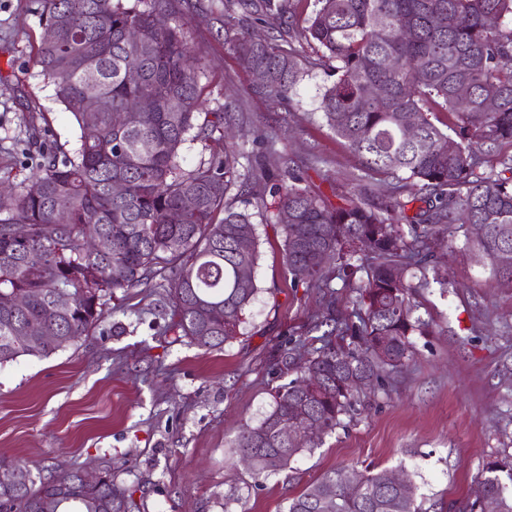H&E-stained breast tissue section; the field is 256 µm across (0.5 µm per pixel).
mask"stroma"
I'll list each match as a JSON object with an SVG mask.
<instances>
[{
    "mask_svg": "<svg viewBox=\"0 0 512 512\" xmlns=\"http://www.w3.org/2000/svg\"><path fill=\"white\" fill-rule=\"evenodd\" d=\"M34 8L33 0H0V187L7 189L32 174L19 155L29 121L50 128L58 150L78 146L77 125L34 64L43 35ZM165 16L185 27L206 111L235 103L245 152L272 171H293L335 205L361 184L385 190L382 176L363 172L323 120L330 79L322 68L282 104L258 90L224 39L239 23L253 37L274 38L279 22L245 18L224 0H166ZM277 201L269 181L232 200L252 213L260 236L258 292L236 339L206 350L166 331L155 310L163 278L116 294L100 329L76 346L0 366V457L41 473L111 468L141 512H285L289 498L334 468H404L425 512H459L475 499L484 461L512 454V283L493 279L469 230L456 224L430 239L448 285L416 290V313L431 326L414 335L408 365L360 392L341 426L286 471L257 483L240 464V430L259 423L291 379L273 369L282 345L324 306L323 289L290 285Z\"/></svg>",
    "mask_w": 512,
    "mask_h": 512,
    "instance_id": "stroma-1",
    "label": "stroma"
}]
</instances>
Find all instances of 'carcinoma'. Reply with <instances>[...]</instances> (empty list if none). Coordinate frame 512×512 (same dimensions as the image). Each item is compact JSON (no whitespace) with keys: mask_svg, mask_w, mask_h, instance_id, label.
Here are the masks:
<instances>
[{"mask_svg":"<svg viewBox=\"0 0 512 512\" xmlns=\"http://www.w3.org/2000/svg\"><path fill=\"white\" fill-rule=\"evenodd\" d=\"M225 0L248 18L265 21L288 16V46L254 40L226 30L252 73L262 75L267 95L289 101L303 77V45L316 54L314 65L332 81L321 95L326 124L361 160L362 170L402 182L388 194L360 189L334 206L285 174L278 186V220L284 264L291 286L327 289L321 317L304 335L319 334L321 346L297 366V376L275 391L274 404L261 421L243 427L239 454H253L254 479L288 469L303 451L318 447L348 414L355 395L382 384L406 366L411 336L428 323L413 317V285L408 270L428 285L425 262L429 237L439 224H481L475 241L490 260L494 277L512 276V267L495 264L499 251H512V158L504 169H484L468 149L478 139L495 148L512 144V0ZM41 20L56 27L51 42L41 41L36 63L54 87L56 101L76 122L78 148L58 151L51 134L30 122L28 155L32 179L0 204V366L20 357L47 358L77 344L100 326L106 298L127 293L161 276L180 281L156 305L171 315V327L193 344L220 348L235 339L258 286L254 276L259 236L252 214L229 202L240 183V159L251 164L254 181L267 180L263 161H252L231 133L210 158L191 170L180 164V149L196 127L203 105L198 70L187 54L179 26L156 28L162 7H126L122 0H40ZM406 28L410 35L401 37ZM137 31L139 41L129 39ZM395 66L385 65L387 59ZM142 73L139 84L126 71ZM383 95H374V89ZM98 110H84L88 94ZM141 96L153 99L149 112L132 124L116 114ZM456 115L445 129L437 113ZM417 127L406 140L407 120ZM150 142V152L141 143ZM511 176H506V173ZM124 193L112 192L116 182ZM69 207L56 220V207ZM412 227L411 238L397 228ZM26 229L22 237L17 227ZM102 248L91 250L87 239ZM366 238V250L356 241ZM336 262L352 299L346 317L336 315L335 291L325 265ZM366 270V276L358 272ZM50 325L62 341L26 342V331ZM391 337L386 357L378 356L381 337ZM356 376L362 383L348 388ZM322 389L308 399L307 416L319 434L298 448L278 437V425L300 415L299 381ZM78 469L38 475L3 489L6 512H34L45 499L50 512H130L109 501L115 478L105 470L95 486L83 484ZM385 469L345 483L346 470L334 469L313 480L288 501L286 512H322L319 499L333 495L331 512H422L416 487L391 489ZM485 497L468 502L465 512H512V456H494L482 468Z\"/></svg>","mask_w":512,"mask_h":512,"instance_id":"carcinoma-1","label":"carcinoma"}]
</instances>
